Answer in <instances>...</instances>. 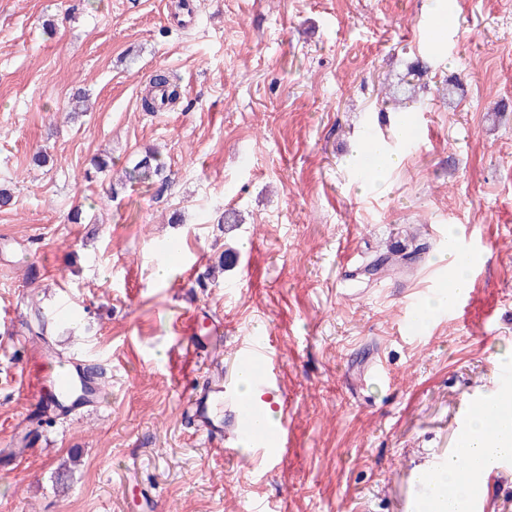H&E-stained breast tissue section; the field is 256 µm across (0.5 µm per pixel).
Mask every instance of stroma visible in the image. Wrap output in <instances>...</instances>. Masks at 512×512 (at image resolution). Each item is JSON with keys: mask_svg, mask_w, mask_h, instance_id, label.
Segmentation results:
<instances>
[{"mask_svg": "<svg viewBox=\"0 0 512 512\" xmlns=\"http://www.w3.org/2000/svg\"><path fill=\"white\" fill-rule=\"evenodd\" d=\"M194 3L0 0V449L30 441L0 461V512H135L131 482L161 512H415L419 470L512 372V0H456L437 54L434 0ZM419 64L425 137L403 146L383 102ZM161 71L181 96L142 111ZM79 91L90 108L72 117ZM370 128L398 158L379 176L350 163ZM149 150L168 187L125 181ZM466 234L483 247L468 322L443 310L407 332ZM172 239L195 262L157 278ZM398 244L422 247L411 270L364 274ZM200 312L225 382L241 343L277 352L278 461L214 451L181 410L211 374L179 379L173 324ZM49 343L100 372L102 406L47 416L25 366Z\"/></svg>", "mask_w": 512, "mask_h": 512, "instance_id": "35a3bbf8", "label": "stroma"}]
</instances>
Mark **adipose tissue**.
<instances>
[{
	"label": "adipose tissue",
	"instance_id": "obj_1",
	"mask_svg": "<svg viewBox=\"0 0 512 512\" xmlns=\"http://www.w3.org/2000/svg\"><path fill=\"white\" fill-rule=\"evenodd\" d=\"M512 458V401L488 419L485 410H476L456 451L438 469L421 470L418 479L429 494L418 512H468L470 495L465 474L471 462Z\"/></svg>",
	"mask_w": 512,
	"mask_h": 512
}]
</instances>
